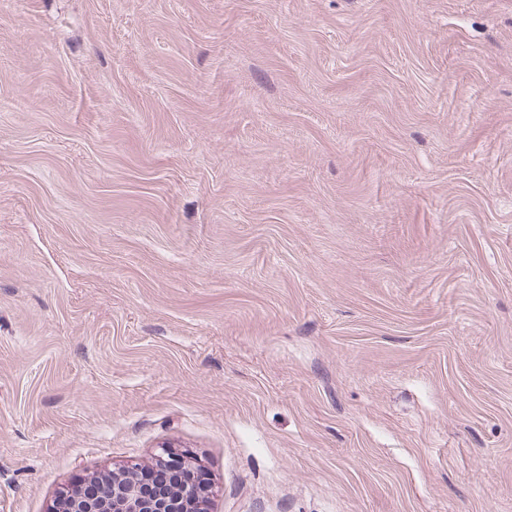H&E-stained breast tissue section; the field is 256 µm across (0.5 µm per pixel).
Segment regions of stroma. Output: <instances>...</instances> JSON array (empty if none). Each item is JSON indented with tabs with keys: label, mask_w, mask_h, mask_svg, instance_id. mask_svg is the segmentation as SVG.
Instances as JSON below:
<instances>
[{
	"label": "stroma",
	"mask_w": 512,
	"mask_h": 512,
	"mask_svg": "<svg viewBox=\"0 0 512 512\" xmlns=\"http://www.w3.org/2000/svg\"><path fill=\"white\" fill-rule=\"evenodd\" d=\"M512 512V0H0V512ZM176 497L148 498L129 477L105 478L102 492L94 498L75 491L61 498L53 512H197L205 489L177 483Z\"/></svg>",
	"instance_id": "35a3bbf8"
}]
</instances>
